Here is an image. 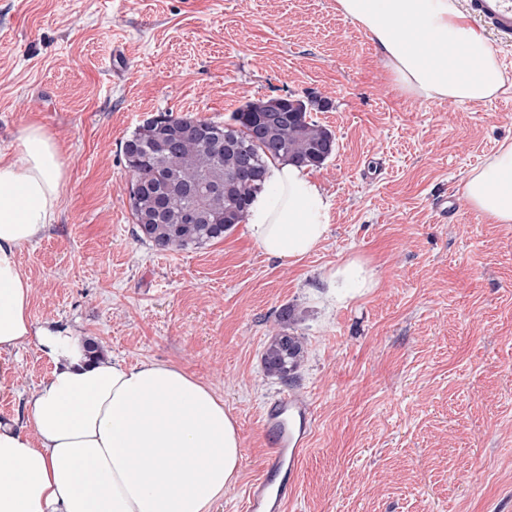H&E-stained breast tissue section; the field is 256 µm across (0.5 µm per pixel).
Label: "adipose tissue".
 Listing matches in <instances>:
<instances>
[{
  "instance_id": "ef3b65f1",
  "label": "adipose tissue",
  "mask_w": 512,
  "mask_h": 512,
  "mask_svg": "<svg viewBox=\"0 0 512 512\" xmlns=\"http://www.w3.org/2000/svg\"><path fill=\"white\" fill-rule=\"evenodd\" d=\"M367 34L392 81L416 100L481 103L508 77L458 0H336ZM248 233L268 256L298 260L325 238L331 202L306 167L269 166ZM64 169L36 124L0 150V352L38 343L53 364L26 401V424L0 422V512H210L240 474L235 420L207 385L168 363L92 360L82 337L36 326L20 248L55 223ZM469 208L512 224V141L464 182ZM337 302L376 287L350 260L330 275Z\"/></svg>"
}]
</instances>
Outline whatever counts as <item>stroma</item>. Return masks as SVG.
I'll return each mask as SVG.
<instances>
[{
    "instance_id": "stroma-1",
    "label": "stroma",
    "mask_w": 512,
    "mask_h": 512,
    "mask_svg": "<svg viewBox=\"0 0 512 512\" xmlns=\"http://www.w3.org/2000/svg\"><path fill=\"white\" fill-rule=\"evenodd\" d=\"M290 95L327 101L311 117L336 135L309 170L332 203L311 254L268 257L243 224L186 251L137 241L121 141L159 112L226 121ZM32 123L66 176L55 224L19 251L32 319L223 399L244 459L211 512H244L274 455L259 412L289 391L315 426L287 512H512V224L462 198L512 139V85L484 103L410 98L335 0H0V149ZM352 259L378 285L340 303L328 277ZM283 328L305 346L288 381L263 364ZM3 363L0 419L21 425L52 363L34 342Z\"/></svg>"
}]
</instances>
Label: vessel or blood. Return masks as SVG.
I'll return each instance as SVG.
<instances>
[{"label":"vessel or blood","instance_id":"1","mask_svg":"<svg viewBox=\"0 0 512 512\" xmlns=\"http://www.w3.org/2000/svg\"><path fill=\"white\" fill-rule=\"evenodd\" d=\"M465 12L487 33L512 41V0H465ZM260 424L276 455L252 485L246 512H285L288 491L297 485L299 465L313 432L314 410L307 400L291 392L263 406Z\"/></svg>","mask_w":512,"mask_h":512}]
</instances>
